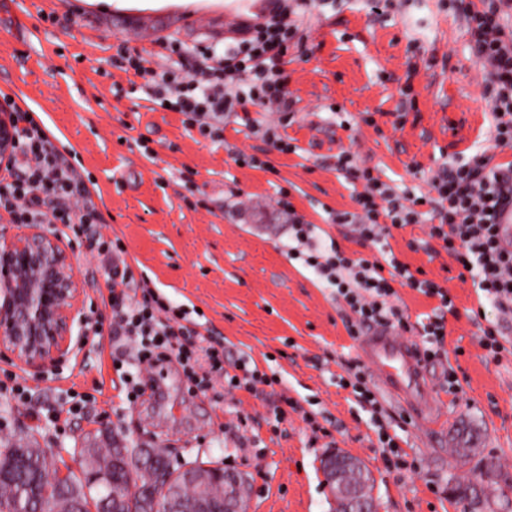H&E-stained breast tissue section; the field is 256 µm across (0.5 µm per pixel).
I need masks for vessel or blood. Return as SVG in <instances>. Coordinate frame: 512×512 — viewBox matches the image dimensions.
Returning <instances> with one entry per match:
<instances>
[{
    "label": "vessel or blood",
    "instance_id": "vessel-or-blood-1",
    "mask_svg": "<svg viewBox=\"0 0 512 512\" xmlns=\"http://www.w3.org/2000/svg\"><path fill=\"white\" fill-rule=\"evenodd\" d=\"M357 351L406 413L425 424L436 422L432 387L415 342L375 327L359 337Z\"/></svg>",
    "mask_w": 512,
    "mask_h": 512
}]
</instances>
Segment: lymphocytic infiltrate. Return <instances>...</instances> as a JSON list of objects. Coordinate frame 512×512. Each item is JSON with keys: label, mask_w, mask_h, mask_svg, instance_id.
Segmentation results:
<instances>
[{"label": "lymphocytic infiltrate", "mask_w": 512, "mask_h": 512, "mask_svg": "<svg viewBox=\"0 0 512 512\" xmlns=\"http://www.w3.org/2000/svg\"><path fill=\"white\" fill-rule=\"evenodd\" d=\"M453 15L465 22L475 59L482 96L493 118L488 151L443 166L430 179L431 195L417 205L374 177L369 169L354 167V155L342 152L338 171L363 182L354 197L356 211H341L332 223L353 227L359 237L377 239L387 225L418 223L419 206L429 205L435 220L430 237L439 239L501 311H512V243L502 238L496 222L498 208L512 195V162L492 164L490 151L512 147V0H448ZM235 36L224 50L204 53L202 62L184 73L171 67H152L148 56L120 44L116 67L134 70L144 80L150 101L184 115L189 127L213 141L224 138V116L251 103L274 107L278 119L263 135L279 147L281 127L290 125L295 101L287 90L288 51L299 28L291 23L283 0H267L264 9L234 25ZM12 113L16 147L0 168V214L13 224H50L68 241L85 246L104 271L107 292L101 295V313L95 314L89 336L112 338V360L117 366L135 362L137 374L126 379L128 398H137L139 374L156 362L173 357L198 392H207L214 378H223L228 390L254 389L263 378L257 371L230 375L224 369V348L190 322L187 312L148 290L136 278L120 239L103 235L98 193L75 165L71 152L62 150L39 113L19 105L14 95L0 92V110ZM293 242L288 253L313 268L328 287L342 297L354 318L350 335L362 326L377 324L397 332L411 331L407 318L391 303L396 285L409 286L438 298L421 324L422 351L432 361L444 353V315L452 302L433 281L417 278L397 258L387 264L350 259L336 246H323L313 225L293 219ZM348 383L361 403L369 406L384 459L398 457V444L384 424L383 411L367 383L364 370L350 373Z\"/></svg>", "instance_id": "1"}]
</instances>
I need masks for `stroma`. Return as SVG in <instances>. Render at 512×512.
<instances>
[{
    "mask_svg": "<svg viewBox=\"0 0 512 512\" xmlns=\"http://www.w3.org/2000/svg\"><path fill=\"white\" fill-rule=\"evenodd\" d=\"M24 5L25 13L0 14V91L21 89L48 127L77 145L102 198L103 233L121 239L135 274L301 410L279 422L270 392H192L174 361L155 367L141 395L127 399L107 336L104 352L82 346L41 372L0 352V383L15 374L29 388L21 400L0 396V438L37 443L74 471L82 446L161 445L172 465L202 461L245 474V512H334L321 469L332 450L370 471L376 512H464L454 493L460 484L476 485L484 512H512V487L480 478L487 457L512 475V313L460 278V266L430 237L429 220L390 228L379 244L327 221L328 212L354 210L352 197L363 189L337 171L342 151L396 191L421 196L446 160L484 145L489 109L464 22L447 0H392L381 16L367 0H311L296 17L302 42L288 52L296 114L280 130L285 151L262 136L270 119L263 108L250 104L226 118L223 142L213 143L182 114L153 107L141 77L109 63L125 38L131 49L152 52L154 67L167 66L163 40L173 37L191 70L200 62L197 47L223 49L231 18L258 11L262 0H168L158 9L104 10L98 0ZM147 147L153 158L144 156ZM283 194L346 257L395 254L453 301L446 354L428 364L437 423L386 410L405 469L386 467L370 412L340 384L359 363L346 328L350 310L312 268L289 258ZM71 256L83 308L97 309L103 271L86 249ZM494 323L505 346L497 361L480 344L483 328ZM451 367L462 386L455 394L444 386ZM69 391L84 398L80 413H68ZM463 427L477 449L466 460L456 453Z\"/></svg>",
    "mask_w": 512,
    "mask_h": 512,
    "instance_id": "35a3bbf8",
    "label": "stroma"
}]
</instances>
